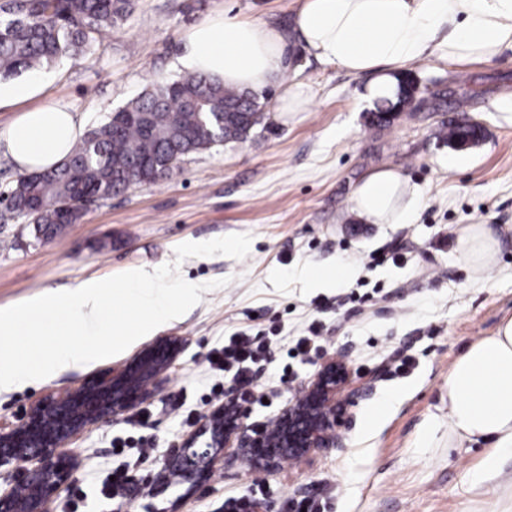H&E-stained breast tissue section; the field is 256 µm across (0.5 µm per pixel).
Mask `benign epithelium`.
I'll return each mask as SVG.
<instances>
[{
	"instance_id": "benign-epithelium-1",
	"label": "benign epithelium",
	"mask_w": 512,
	"mask_h": 512,
	"mask_svg": "<svg viewBox=\"0 0 512 512\" xmlns=\"http://www.w3.org/2000/svg\"><path fill=\"white\" fill-rule=\"evenodd\" d=\"M181 345L163 337L134 360L82 382L63 396H47L32 405L18 423L0 427V512H51L57 492L69 484L76 462L62 451L71 437L91 426L110 423L131 407L145 403L161 387L160 375L177 358ZM350 379L348 353L323 360L289 402L272 433L264 436L247 423V411L225 390L224 407L206 416L194 436L187 438L163 459L161 471L133 482L158 483L167 472L182 478L208 473L221 460H252L259 469L274 466L280 458H303L313 450L345 448L337 430L336 399L344 391L347 401L367 399L373 386L346 389ZM32 466L20 470L19 461Z\"/></svg>"
}]
</instances>
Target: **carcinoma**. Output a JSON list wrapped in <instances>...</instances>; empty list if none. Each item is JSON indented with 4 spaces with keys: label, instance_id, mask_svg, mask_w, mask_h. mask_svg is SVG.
Segmentation results:
<instances>
[{
    "label": "carcinoma",
    "instance_id": "1",
    "mask_svg": "<svg viewBox=\"0 0 512 512\" xmlns=\"http://www.w3.org/2000/svg\"><path fill=\"white\" fill-rule=\"evenodd\" d=\"M133 8L134 0H8L0 5V78L79 58ZM415 92L410 75L398 78L369 124L390 125L393 118L383 114L408 111ZM262 119L256 96L199 72L147 88L75 142L59 166L21 175L11 192L14 212L33 224L36 236L53 238L80 223L86 205L168 176L173 155L244 142ZM473 137L482 138L481 126L442 122L440 138L448 145Z\"/></svg>",
    "mask_w": 512,
    "mask_h": 512
}]
</instances>
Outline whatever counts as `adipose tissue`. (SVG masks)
<instances>
[{
    "mask_svg": "<svg viewBox=\"0 0 512 512\" xmlns=\"http://www.w3.org/2000/svg\"><path fill=\"white\" fill-rule=\"evenodd\" d=\"M300 42L320 62L372 79L375 95L391 96L397 75L427 53L456 61H489L512 50V0H299L294 25L215 15L191 27L181 63L188 69L253 92L277 87L280 112L303 111L304 83L284 84L288 51ZM46 75L0 85V108L18 107L0 130L4 149L21 172L49 169L67 156L83 128L73 109L46 96ZM419 192L398 171L368 175L354 193L367 224L411 223ZM464 258L478 270L494 267L501 242L484 224L462 235ZM481 440L512 449V317L471 344L448 377V445Z\"/></svg>",
    "mask_w": 512,
    "mask_h": 512,
    "instance_id": "obj_1",
    "label": "adipose tissue"
}]
</instances>
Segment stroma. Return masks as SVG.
<instances>
[{
  "instance_id": "1",
  "label": "stroma",
  "mask_w": 512,
  "mask_h": 512,
  "mask_svg": "<svg viewBox=\"0 0 512 512\" xmlns=\"http://www.w3.org/2000/svg\"><path fill=\"white\" fill-rule=\"evenodd\" d=\"M298 0H135L131 14L103 32L80 59L46 67L49 93L72 106L84 128L103 122L144 88L184 72L187 30L227 13L245 20L292 26ZM418 109L390 126H369L376 105L368 80L348 75L292 47L287 78L311 88L303 112L278 114L276 89L260 92L265 119L246 142L226 143L184 158L157 183L131 186L99 200L80 223L50 240L0 205V306L45 289L105 279L128 266L154 270L176 261L184 242L251 235L245 258L192 257L180 262L188 282L227 279L161 328L182 350L154 397L120 419L71 438L63 450L77 462L73 484L88 495L85 512H224V499L268 486L260 512H282L285 499L318 495L327 512H512V451L493 442L448 448L443 395L455 360L512 316V50L488 62L429 56L409 69ZM447 92L444 111L433 95ZM475 121L477 146L456 149L439 138L442 121ZM394 168L422 193L408 224H364L352 210L356 185L370 172ZM485 224L501 234L496 266L473 270L464 260L460 230ZM398 250L397 263L372 266L381 251ZM346 265L335 285L307 286L302 273L318 265ZM318 322L327 356L349 349L352 385L373 381V394L344 407L341 451L287 457L269 470L250 460L225 461L191 486L168 483L121 490L111 500L98 487L114 460L115 439L143 437L151 454L131 472L159 471L173 444L182 442L212 411L204 399L223 383L207 355L238 331L271 338L256 379L273 390L270 406L249 421L276 425L281 411L313 375L315 362L289 363L287 351L304 328ZM84 368L0 393V425L13 423L42 397L62 395L91 375L127 363L146 346ZM412 363L392 371L397 355ZM292 379L279 385L284 366ZM386 405L367 422L374 405ZM498 455L495 473L484 461Z\"/></svg>"
}]
</instances>
